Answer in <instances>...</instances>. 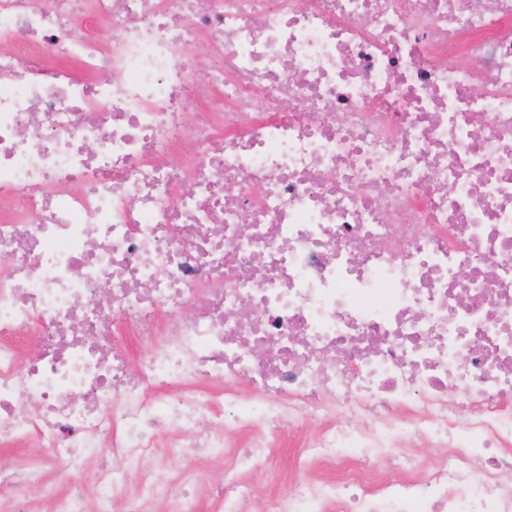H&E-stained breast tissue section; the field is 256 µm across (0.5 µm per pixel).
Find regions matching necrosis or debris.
Returning a JSON list of instances; mask_svg holds the SVG:
<instances>
[{"label":"necrosis or debris","instance_id":"obj_1","mask_svg":"<svg viewBox=\"0 0 512 512\" xmlns=\"http://www.w3.org/2000/svg\"><path fill=\"white\" fill-rule=\"evenodd\" d=\"M0 447V512H512V0H0ZM296 446V438L293 436L288 437L284 435L278 442V447L273 449L270 465L263 467L262 471H248L246 477L251 479L257 485V490L260 495L265 494L267 482L265 471L280 470L288 474L289 463L296 454L298 448Z\"/></svg>","mask_w":512,"mask_h":512}]
</instances>
